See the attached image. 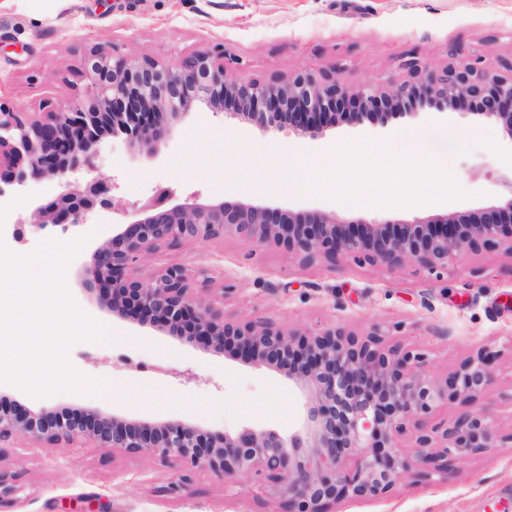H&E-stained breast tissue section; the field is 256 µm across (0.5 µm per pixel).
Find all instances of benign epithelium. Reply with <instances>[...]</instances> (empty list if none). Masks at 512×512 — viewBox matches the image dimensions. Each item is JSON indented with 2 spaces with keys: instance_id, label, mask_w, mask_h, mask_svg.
Listing matches in <instances>:
<instances>
[{
  "instance_id": "benign-epithelium-1",
  "label": "benign epithelium",
  "mask_w": 512,
  "mask_h": 512,
  "mask_svg": "<svg viewBox=\"0 0 512 512\" xmlns=\"http://www.w3.org/2000/svg\"><path fill=\"white\" fill-rule=\"evenodd\" d=\"M225 59L223 49L198 51L166 65L116 59L102 48L85 61L84 98L35 116L0 101V198L18 193L30 179L54 181L61 191L38 202L24 224L33 232L85 224L97 208L109 206L100 198L105 177L94 164L104 136L121 134L132 146L151 147L170 136L196 101L264 133L286 127L301 140L322 139L344 122L385 127L435 108L477 115L512 142V63L505 76L477 56L445 65L413 56L404 63L403 79L347 82L334 69H300L260 82L232 77ZM503 182L508 194L479 216L351 220L199 196L137 210L90 255L84 268L90 287L105 290L103 300L114 313L130 311L176 336L189 326L214 350L229 347L242 362L276 371L303 398L300 424L286 436L266 428L216 433L94 410L87 426L58 418L48 404L36 412L1 405L0 444L18 436L49 445L84 438L100 448L175 463L181 474L169 491L176 495L198 470L226 482L254 478L279 497V512H330L348 499H380L411 477L429 481L487 448H511L512 432L500 433L494 416L468 407L492 384L498 350L481 347L442 381L429 374L426 354L388 342L379 324L365 334L336 325L285 331L268 318H226L194 292L182 265L138 275L140 264L162 246L221 236L274 245L303 265L353 255L429 275L485 248L502 247L512 257V176ZM454 401L464 410L427 424L428 415ZM410 426L415 435L405 445Z\"/></svg>"
}]
</instances>
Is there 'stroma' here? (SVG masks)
Segmentation results:
<instances>
[{"label":"stroma","mask_w":512,"mask_h":512,"mask_svg":"<svg viewBox=\"0 0 512 512\" xmlns=\"http://www.w3.org/2000/svg\"><path fill=\"white\" fill-rule=\"evenodd\" d=\"M104 48L171 64L197 51L225 49L237 58L232 74L267 82L299 68L341 66L357 81L404 77L400 63L416 53L435 64L482 57L499 70L512 58V0H0V100L23 112H47L82 97L83 62ZM394 136L412 137L419 154L452 160L467 200L448 211L477 213L503 195L508 167L488 148L451 159L454 137L486 132L479 116L430 111L389 123ZM362 125H342L326 140L305 142L280 132L262 135L252 125L226 120L202 105L154 153L124 139L106 140L95 161L109 177L113 208L92 223L70 228L66 239L85 238L66 273L75 303L121 336L109 345L79 342L68 360L79 373L109 382L107 397L60 391L56 409H92L129 419L179 420L210 431L246 426L287 431L302 413L300 395L277 373L243 363L232 351L176 337L113 315L85 283L83 262L132 213L165 198L226 196L283 209L333 211L350 218L362 210L284 188L270 195L237 185L224 153L233 144L266 145L286 155L317 158L334 146L366 136ZM171 264L190 274L205 271L208 299L227 317L273 319L284 329L336 324L364 332L380 323L391 341L426 353L428 370L446 378L459 363L490 344L500 350L493 383L480 407L512 431V256L486 248L431 279L415 267L389 269L353 257L305 268L274 247L235 238L164 246L141 266L149 275ZM0 470L16 475L23 490L0 503V512H277L270 489L247 478L232 487L196 472L179 496L166 488L179 468L121 450L76 440L47 445L24 437L0 449ZM341 512H512V448H490L458 461L448 477L400 485L381 500L348 501Z\"/></svg>","instance_id":"1"}]
</instances>
